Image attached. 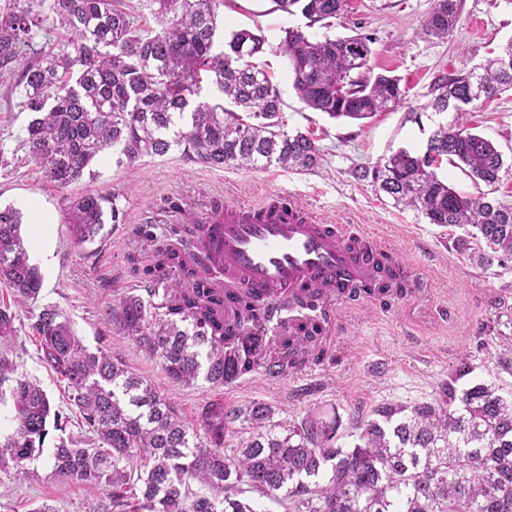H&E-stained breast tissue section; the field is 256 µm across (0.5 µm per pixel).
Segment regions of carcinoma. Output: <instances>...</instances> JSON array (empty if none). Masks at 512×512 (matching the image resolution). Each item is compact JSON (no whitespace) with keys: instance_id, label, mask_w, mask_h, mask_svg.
<instances>
[{"instance_id":"obj_1","label":"carcinoma","mask_w":512,"mask_h":512,"mask_svg":"<svg viewBox=\"0 0 512 512\" xmlns=\"http://www.w3.org/2000/svg\"><path fill=\"white\" fill-rule=\"evenodd\" d=\"M295 6L307 27L330 26L343 0H275ZM160 29H145L125 0H4L0 4V86L33 114L22 146L44 177L66 188L94 159L114 147L125 163L179 151L210 167L312 171L321 161L316 141L285 131L283 101L271 77L252 62L265 38L234 31L217 44L224 0H153ZM460 0H433L421 34L452 35ZM66 30L57 43L51 33ZM373 39L356 35L311 39L286 32L280 53L291 65L293 88L304 105L331 118L364 120L405 101L401 79L373 73ZM208 77L222 101L200 100ZM512 87V40L471 68L442 73L426 107L456 113L438 125L421 155L407 150L361 168L359 177L394 205L420 210L432 224L464 229L460 252L485 243L476 262L489 268L512 258V206L458 191L436 169L446 159L470 179L493 185L502 154L469 132L468 107ZM115 201L98 192L76 197L66 224L74 246L104 236L119 221ZM23 216L0 208V283L17 302L35 301L42 274L22 235ZM181 246L157 247L146 269L148 299L120 300L121 329L159 359L171 382L204 379L222 387L260 369L257 342L224 321V293L186 252L208 237L204 224L184 227ZM257 322L273 309L238 298ZM16 314L0 304V387L10 383L13 432L0 440V471L31 477L49 429L60 432L48 456L51 474L106 496L86 512H256L255 498L284 512H512V399L487 383L462 388L468 362L448 374L430 401L385 403L358 426L354 444L336 445V420L308 417L299 424L272 421L271 410L212 404L203 428L179 417L158 388L104 348L92 352L54 306L29 311L28 328L41 360L65 386L66 408H56L40 382L18 372L8 345ZM318 327L268 350L267 362L285 376L319 359L310 343ZM80 434L67 432L71 414ZM243 420L252 431L224 454V430Z\"/></svg>"}]
</instances>
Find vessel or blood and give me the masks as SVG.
Instances as JSON below:
<instances>
[{"label": "vessel or blood", "mask_w": 512, "mask_h": 512, "mask_svg": "<svg viewBox=\"0 0 512 512\" xmlns=\"http://www.w3.org/2000/svg\"><path fill=\"white\" fill-rule=\"evenodd\" d=\"M208 223V245L224 266L225 288L246 283L269 299L284 290L310 291L323 299L322 310H301L260 328L246 327L249 335L289 336L312 319L329 333L334 302L366 300L370 289H394L406 278L403 264L378 248L367 232L348 233L323 223L285 192L272 194L258 207L224 205Z\"/></svg>", "instance_id": "obj_1"}]
</instances>
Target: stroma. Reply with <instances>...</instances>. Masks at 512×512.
Segmentation results:
<instances>
[{"label":"stroma","mask_w":512,"mask_h":512,"mask_svg":"<svg viewBox=\"0 0 512 512\" xmlns=\"http://www.w3.org/2000/svg\"><path fill=\"white\" fill-rule=\"evenodd\" d=\"M431 5L432 0H344L331 27L306 28L314 39L356 33L373 38L374 72L399 76L406 85L404 106L354 121L305 108L296 95L288 60L276 48L286 30L306 27L300 12L282 11L274 0H226L220 9L225 31L257 29L267 41L266 52L255 62L280 92L288 132L309 134L321 148V163L311 172L276 166L213 168L176 151L127 166L111 151L93 163L94 179L59 188L45 180L20 147L30 113L0 94V155L5 158L0 206L23 212L25 232H32L38 216L48 222L45 243L31 247L43 275L36 303H14L0 283V302L11 303L17 314L12 356L20 371L39 380L54 405L63 404V387L42 362L39 343L28 329L31 307L51 305L69 317L89 348L104 347L131 371L162 387L193 428L200 426L206 404L263 402L278 422L297 423L309 415L338 418L339 443L347 446L351 432L371 419L377 405L431 400L438 384L464 358L472 366L466 383L485 382L503 396L512 395V370L499 364L501 355L512 349V259L481 268L472 253L454 249L459 228L429 223L414 208L392 205L355 174L401 148L423 153L438 124L455 118L451 112L427 109L435 78L481 63L512 39V5L504 0H461L459 24L445 40L419 33ZM466 123L501 151L504 167L498 183L490 188L475 184L446 160L439 176L461 192L476 196L488 191L494 200L512 205V90L475 104ZM284 188L324 223L375 236L406 266L410 279L423 280L424 295L340 305L324 363L291 372L284 381L257 375L224 387L204 381L190 388L170 383L159 361L121 330L119 300L142 294V270L152 249L140 227L151 225L161 238L183 224V210L200 217L224 201L258 207ZM87 191L117 194L124 219L108 225L104 239L77 248L65 215L71 198ZM33 467L34 477L21 482L0 472V512H32L42 503L58 512H85L87 491L53 477L46 460Z\"/></svg>","instance_id":"stroma-1"}]
</instances>
